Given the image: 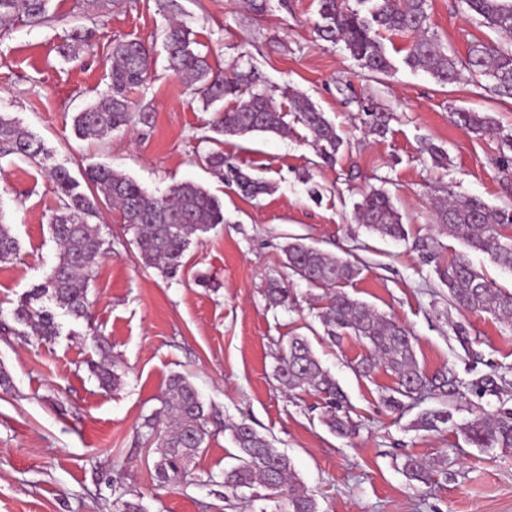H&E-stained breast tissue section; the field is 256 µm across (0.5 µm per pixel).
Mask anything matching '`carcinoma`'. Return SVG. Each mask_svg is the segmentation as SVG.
I'll return each instance as SVG.
<instances>
[{"instance_id": "1", "label": "carcinoma", "mask_w": 512, "mask_h": 512, "mask_svg": "<svg viewBox=\"0 0 512 512\" xmlns=\"http://www.w3.org/2000/svg\"><path fill=\"white\" fill-rule=\"evenodd\" d=\"M50 0H0V23L26 19L44 23L52 20ZM466 11L479 18L480 24L495 29L512 39V0H463ZM120 5V0H82L85 15H99ZM428 0H372L368 14L346 6L343 0H320V16L324 24L318 28L326 41H342L350 55L370 74H387L392 68L379 40L380 32L411 33L414 40L408 49V65L423 69L442 85L455 82L460 69L486 77L494 82L493 90L501 98H512V50L477 44L463 59L446 55L436 40L428 35ZM95 30L75 26L65 38L64 53L76 54L92 44ZM164 49L169 67L183 78L198 84L203 107L208 108L226 97L240 100L231 111L219 113L213 123L216 132L243 136L249 133H279L286 125L285 114L278 111L269 96L257 89L254 72L233 70L216 72L207 57L191 48L187 30L170 25L164 34ZM151 64V53L139 40L130 39L112 46L110 83L102 98L79 112L75 118L78 134L85 138H101L108 133L131 126L136 119L134 103L129 98L132 88L142 84ZM290 100L299 119L321 147L327 161L335 160L341 140L325 113L308 98L293 93ZM371 130L382 135L388 129L389 113L369 109ZM454 123L476 136L494 131L493 118L466 109L452 113ZM0 154H17L37 159L46 154L43 142L0 115ZM231 182L251 197L271 190L268 182L238 168L228 170ZM54 191L59 200L49 224L59 247L58 262L44 283L32 288L27 298L15 309L16 322L30 328L38 342H51L59 335L54 314L34 308L32 301L44 296L76 318L85 316L88 306L89 281L100 256L104 253L101 227L91 223L99 216L98 201L80 190V183L64 167L51 171ZM88 181L96 186L105 200L121 212L123 221L133 230L135 243L147 267L169 277L182 266L191 237L208 232L224 223L218 200L206 190L191 183L173 186L169 194L149 196L132 179L110 168L93 167L86 172ZM364 226L379 236L403 239L407 236L400 213L389 196L373 189L357 205ZM436 223L448 235L463 241L472 251L489 256L490 260L512 270V213L489 207L476 196H458L448 191L436 207ZM20 246L6 224H0V263L19 256ZM287 267L309 285L325 291L326 306L319 315L325 334L336 342L347 335L364 341L369 351L354 366L361 377H369L384 366L396 377V385L384 395L385 406L402 413L412 403L435 390L448 396L459 392L454 381L429 379L416 360L409 330L387 318L369 305L351 298L344 287L361 274L354 262L321 252L300 242L284 248ZM440 281L448 287L449 301L473 313H485L512 323V290L498 286L477 270L466 255L461 254L436 269ZM288 288L274 282L267 289L269 304L288 305ZM93 343L103 350L101 360L87 362L88 371L99 386L115 389L121 376L116 361L104 351L98 337ZM277 377L289 391L312 392L322 400L320 421L340 437L351 431V418L343 393L330 373L316 357L305 336L288 339V349L277 366ZM452 416L446 410L424 412L416 427L433 431L447 424ZM143 443L155 454L154 472L158 485L175 488L187 471L184 460L197 459L205 451L209 436L204 404L194 385L181 375L172 376L165 388L161 407L143 423ZM237 450V464L223 473L224 499L236 496L243 489L261 487L265 499L285 501L288 512H319L316 499L297 480L288 455L274 448L271 441L246 423L230 426ZM460 431L476 448H512V414L490 417L481 413L469 420ZM441 461L408 455L403 470L412 479L426 483L431 480Z\"/></svg>"}]
</instances>
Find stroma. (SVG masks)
<instances>
[{
  "instance_id": "1",
  "label": "stroma",
  "mask_w": 512,
  "mask_h": 512,
  "mask_svg": "<svg viewBox=\"0 0 512 512\" xmlns=\"http://www.w3.org/2000/svg\"><path fill=\"white\" fill-rule=\"evenodd\" d=\"M77 3L51 0V23L16 21L0 36V114L49 151L39 163L0 155V214L20 245L17 260L0 264V319L12 321L23 294L57 262L48 226L57 206L50 168H67L86 192L83 177L92 166L109 167L152 196L191 183L217 198L224 221L192 240L177 275L166 278L143 264L120 211L100 204L107 248L89 282L90 319L59 308L60 334L52 342L37 343L20 324L0 340V371L13 385L0 391V512H117L122 489L137 494L145 512H286L285 502L248 492L224 498L222 473L236 452L229 428L241 421L288 455L319 512H512V448H476L458 430L480 413L512 412V324L449 303L436 267L466 252L460 240L438 236L432 254L415 246L436 236L434 205L446 190L512 211V151L499 144L512 132V99L466 71L444 86L410 68L407 35L383 34L394 69L369 74L343 43L318 37L319 0H267L259 14L245 0H177L173 11L159 0H123L100 16L81 15ZM428 13L431 33L453 58L478 43L512 46L478 24L462 0H430ZM173 18L214 69L256 73L258 88L284 112L287 134L215 143L216 110L203 109L194 85L168 68L163 42ZM78 24L95 29L94 44L65 55L63 36ZM130 39L153 51L147 81L131 94L147 121L100 139L79 137L76 113L107 92L111 48ZM290 89L334 123L343 140L335 164L324 162L297 121L284 96ZM371 107L392 113L386 135L371 133ZM458 109L488 113L495 132H465L450 119ZM435 148L447 153V167L433 164ZM216 149L269 182L270 193L243 196L205 163ZM373 188L389 195L407 239L380 237L358 222L357 205ZM293 237L358 262L362 272L347 293L402 322L420 368L457 380L459 395L432 393L403 414L388 411L382 396L393 375L359 377L353 365L363 343L347 336L337 346L326 337L317 317L321 289L285 264L283 247ZM273 279L289 288L292 305L269 306L265 291ZM460 326L469 345L456 334ZM93 332L111 345L122 376L117 390L100 389L87 370L86 360L97 356ZM295 335L308 337L345 392L356 425L351 437L321 423L318 397L286 391L276 380ZM174 374L199 392L209 436L184 481L169 488L157 485L155 456L137 436ZM487 377L496 391L486 390ZM443 407L452 424L416 429L421 413ZM407 452L442 458L432 483L406 475Z\"/></svg>"
}]
</instances>
